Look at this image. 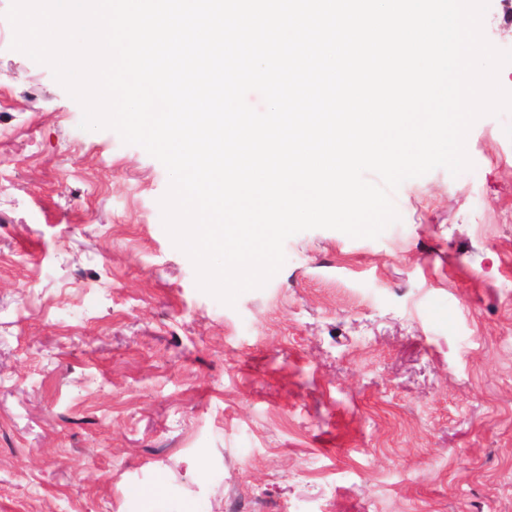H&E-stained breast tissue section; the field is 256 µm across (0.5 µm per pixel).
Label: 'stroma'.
Here are the masks:
<instances>
[{
	"label": "stroma",
	"mask_w": 512,
	"mask_h": 512,
	"mask_svg": "<svg viewBox=\"0 0 512 512\" xmlns=\"http://www.w3.org/2000/svg\"><path fill=\"white\" fill-rule=\"evenodd\" d=\"M0 0V512H512V112L378 238H288L228 306L164 165L13 50ZM484 34L512 49V0Z\"/></svg>",
	"instance_id": "stroma-1"
}]
</instances>
